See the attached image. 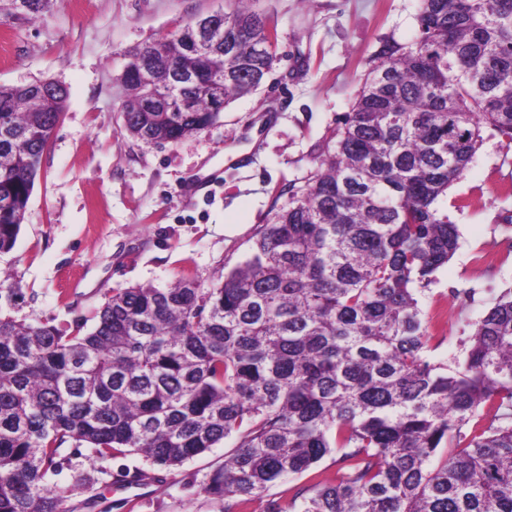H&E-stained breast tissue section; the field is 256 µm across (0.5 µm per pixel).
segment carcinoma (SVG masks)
Returning <instances> with one entry per match:
<instances>
[{
	"mask_svg": "<svg viewBox=\"0 0 512 512\" xmlns=\"http://www.w3.org/2000/svg\"><path fill=\"white\" fill-rule=\"evenodd\" d=\"M0 0L35 23L52 0ZM255 0H224V41L167 35L152 85L124 84V129L176 142L260 88L277 47ZM416 33L380 40L316 167L242 264L204 286L112 290L86 322L0 315V512H75L51 487L66 445L175 468L236 440L203 490L224 512L342 450L336 483L267 512H512V289L472 324L464 357L431 362L417 294L454 256L441 207L489 126L512 140V0H419ZM195 74L193 111L165 92ZM67 96L0 87V252L11 250ZM487 409L484 417L477 411Z\"/></svg>",
	"mask_w": 512,
	"mask_h": 512,
	"instance_id": "cac0c4a2",
	"label": "carcinoma"
}]
</instances>
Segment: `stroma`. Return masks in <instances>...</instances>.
Listing matches in <instances>:
<instances>
[{"instance_id": "stroma-1", "label": "stroma", "mask_w": 512, "mask_h": 512, "mask_svg": "<svg viewBox=\"0 0 512 512\" xmlns=\"http://www.w3.org/2000/svg\"><path fill=\"white\" fill-rule=\"evenodd\" d=\"M224 0H56L33 25L1 28L0 86L53 79L68 91L14 248L0 253V284L14 292L0 312L28 323L93 320L113 289L165 286L188 273L215 283L242 263L288 187L302 184L347 112L380 38L410 39L416 0H257L275 21L279 60L256 93L228 105L213 126L181 141L148 144L123 129L118 77L130 50L209 14ZM460 248L419 295L424 314L446 312L430 342L435 363L461 356L470 326L512 288V140L485 128L483 143L444 203ZM474 289L471 302L458 293ZM233 440L138 489L118 473L149 470L142 457L73 455L57 476L98 482L75 495L77 512H224L203 483ZM340 452L271 495L335 483ZM91 507H83L84 498Z\"/></svg>"}]
</instances>
